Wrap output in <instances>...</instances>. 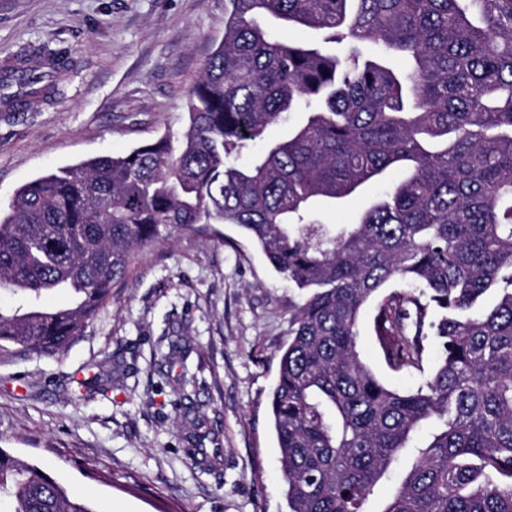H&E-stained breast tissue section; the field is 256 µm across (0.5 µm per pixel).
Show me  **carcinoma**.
Listing matches in <instances>:
<instances>
[{
	"mask_svg": "<svg viewBox=\"0 0 512 512\" xmlns=\"http://www.w3.org/2000/svg\"><path fill=\"white\" fill-rule=\"evenodd\" d=\"M227 2L179 146L161 137L62 168L0 208V290L31 300L0 310V348L63 351L134 249L164 229L234 224L301 293L270 401L288 512H367L404 451L382 512H512V0ZM262 14L322 39L282 42ZM295 113L288 137L226 162ZM393 169L355 223L316 218ZM55 290L74 305L37 304ZM370 303L387 366L424 375L409 391L361 359ZM0 506L96 512L2 448Z\"/></svg>",
	"mask_w": 512,
	"mask_h": 512,
	"instance_id": "carcinoma-1",
	"label": "carcinoma"
}]
</instances>
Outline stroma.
I'll return each mask as SVG.
<instances>
[{
    "mask_svg": "<svg viewBox=\"0 0 512 512\" xmlns=\"http://www.w3.org/2000/svg\"><path fill=\"white\" fill-rule=\"evenodd\" d=\"M226 5L0 0V66L39 44L72 60L58 90L19 111L0 104V205L36 176L180 139ZM385 182L321 222L354 223ZM298 302L235 225L137 248L111 301L64 351L0 349V448L98 512H285L269 402ZM358 344L389 386L420 382L386 366L369 326Z\"/></svg>",
    "mask_w": 512,
    "mask_h": 512,
    "instance_id": "35a3bbf8",
    "label": "stroma"
}]
</instances>
